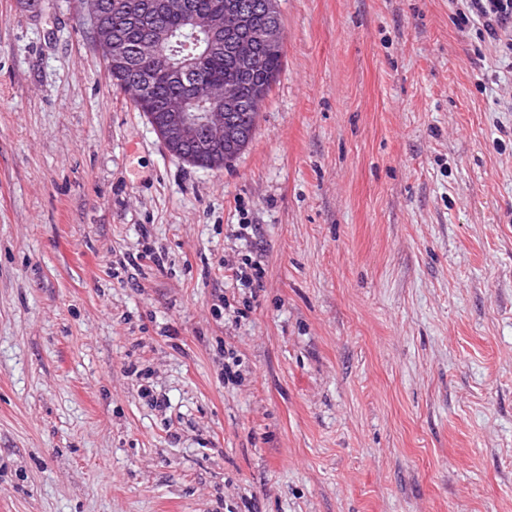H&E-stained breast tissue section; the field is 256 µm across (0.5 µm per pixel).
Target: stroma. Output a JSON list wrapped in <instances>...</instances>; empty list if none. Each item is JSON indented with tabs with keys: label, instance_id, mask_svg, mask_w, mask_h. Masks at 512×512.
Wrapping results in <instances>:
<instances>
[{
	"label": "stroma",
	"instance_id": "35a3bbf8",
	"mask_svg": "<svg viewBox=\"0 0 512 512\" xmlns=\"http://www.w3.org/2000/svg\"><path fill=\"white\" fill-rule=\"evenodd\" d=\"M79 9L0 0V512H512V55L464 0H279L209 170ZM250 262H245L244 266H224V271L231 273L234 280L241 283L245 288H251L254 282H258L262 275V268L260 261L249 257Z\"/></svg>",
	"mask_w": 512,
	"mask_h": 512
}]
</instances>
